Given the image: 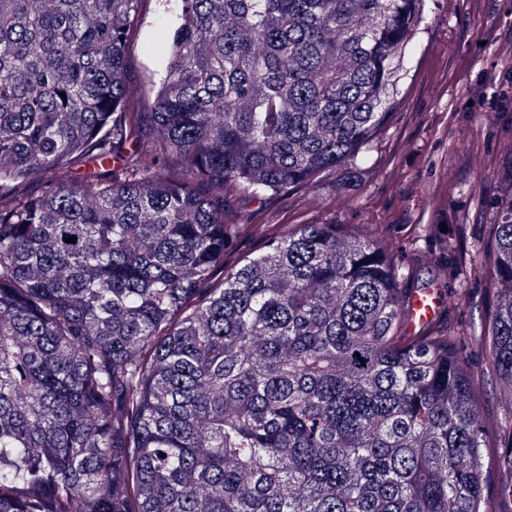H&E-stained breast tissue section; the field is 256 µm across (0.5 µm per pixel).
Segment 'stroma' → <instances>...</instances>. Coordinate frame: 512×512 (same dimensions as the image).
<instances>
[{
	"label": "stroma",
	"mask_w": 512,
	"mask_h": 512,
	"mask_svg": "<svg viewBox=\"0 0 512 512\" xmlns=\"http://www.w3.org/2000/svg\"><path fill=\"white\" fill-rule=\"evenodd\" d=\"M141 12L125 70L130 91L145 98L167 64L179 0H143ZM421 28L408 56L405 101L368 147L353 194L337 196L330 172L310 190V207L295 195H244L239 205L246 215L263 211L269 224H359L403 253L414 280L440 290L449 324L469 336L460 353L471 363L481 418L493 437L512 421V402L471 338L484 315V292L476 281L444 278L443 270L481 247L494 221L484 204L493 165L512 152V112L496 107L512 92L496 80L512 67V0H427ZM390 224L403 225V233L387 232Z\"/></svg>",
	"instance_id": "stroma-1"
}]
</instances>
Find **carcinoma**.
<instances>
[{
	"mask_svg": "<svg viewBox=\"0 0 512 512\" xmlns=\"http://www.w3.org/2000/svg\"><path fill=\"white\" fill-rule=\"evenodd\" d=\"M141 2L0 0V512H490L465 337L408 334L381 237L282 224L224 260L263 228L238 194L357 181L426 0H181L147 112ZM500 171L469 265L512 399ZM496 447L512 468V425ZM262 245L263 240L261 234H256L251 238L237 241L228 249L227 261L234 263L247 256L258 254L262 249Z\"/></svg>",
	"mask_w": 512,
	"mask_h": 512,
	"instance_id": "1",
	"label": "carcinoma"
}]
</instances>
